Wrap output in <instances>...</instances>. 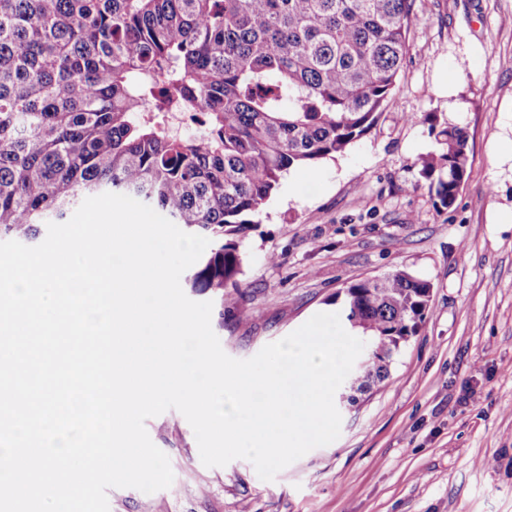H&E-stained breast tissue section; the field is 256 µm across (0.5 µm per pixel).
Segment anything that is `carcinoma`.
I'll return each mask as SVG.
<instances>
[{"mask_svg":"<svg viewBox=\"0 0 512 512\" xmlns=\"http://www.w3.org/2000/svg\"><path fill=\"white\" fill-rule=\"evenodd\" d=\"M418 21L414 0H0V239L32 244L93 193L133 195L213 246L187 284L239 287L252 217L285 172L345 153L377 121ZM188 112L205 140L171 130ZM419 174L442 209L468 134L426 115ZM432 284L405 269L344 288L372 353L344 394L384 383Z\"/></svg>","mask_w":512,"mask_h":512,"instance_id":"1","label":"carcinoma"}]
</instances>
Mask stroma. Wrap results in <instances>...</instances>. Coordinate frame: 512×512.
Instances as JSON below:
<instances>
[{"mask_svg": "<svg viewBox=\"0 0 512 512\" xmlns=\"http://www.w3.org/2000/svg\"><path fill=\"white\" fill-rule=\"evenodd\" d=\"M419 21L377 123L336 159L284 173L255 217L239 286L211 325L248 359L352 282L406 269L433 285L420 332L386 383L341 409V434L261 480L252 463L202 464L177 410L150 418L174 481L107 491L110 512H512V0H415ZM455 89L438 91L441 81ZM468 132L469 177L436 206L416 167L425 117Z\"/></svg>", "mask_w": 512, "mask_h": 512, "instance_id": "obj_1", "label": "stroma"}]
</instances>
